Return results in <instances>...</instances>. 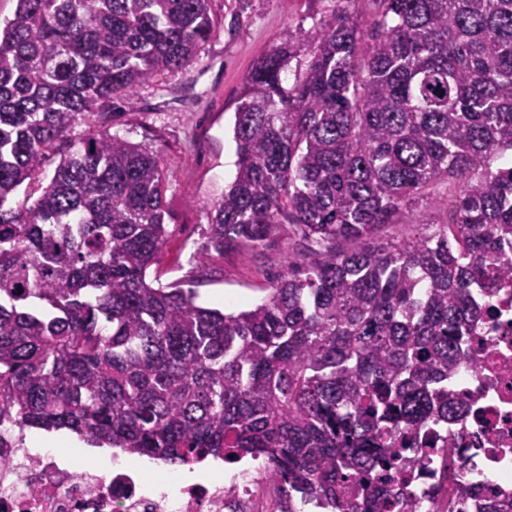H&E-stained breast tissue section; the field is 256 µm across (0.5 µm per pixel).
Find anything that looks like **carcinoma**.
Segmentation results:
<instances>
[{
  "label": "carcinoma",
  "mask_w": 512,
  "mask_h": 512,
  "mask_svg": "<svg viewBox=\"0 0 512 512\" xmlns=\"http://www.w3.org/2000/svg\"><path fill=\"white\" fill-rule=\"evenodd\" d=\"M208 2L17 0L0 22V422L171 466L249 456L290 502L415 512L395 474L464 414L448 374L512 277V0H374L369 32L335 12L257 61L202 250L298 243L233 312L147 282L168 231L145 147L89 133L10 205L78 120L193 63ZM448 179V223L375 241Z\"/></svg>",
  "instance_id": "carcinoma-1"
}]
</instances>
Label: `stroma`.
<instances>
[{
  "mask_svg": "<svg viewBox=\"0 0 512 512\" xmlns=\"http://www.w3.org/2000/svg\"><path fill=\"white\" fill-rule=\"evenodd\" d=\"M209 9L211 35L188 68L153 76L132 95L113 100L95 122L75 125L45 169L53 171L70 143L91 130L152 149L165 176L169 240L147 280L194 289L198 303L231 312L268 295L288 253L284 237L257 250L201 251L208 212L236 176L234 112L245 78L262 55L287 42H306L333 12L345 10L366 29L377 6L374 0H209ZM454 191L449 182L433 185L400 223L382 227L377 241L412 238L428 222L446 223Z\"/></svg>",
  "mask_w": 512,
  "mask_h": 512,
  "instance_id": "stroma-1",
  "label": "stroma"
}]
</instances>
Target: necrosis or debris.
<instances>
[{"label": "necrosis or debris", "mask_w": 512, "mask_h": 512, "mask_svg": "<svg viewBox=\"0 0 512 512\" xmlns=\"http://www.w3.org/2000/svg\"><path fill=\"white\" fill-rule=\"evenodd\" d=\"M486 313L463 347L476 368L457 371L448 389L462 396L465 415L437 440L418 481L431 489L462 479L512 498V278L484 298ZM76 447L59 454L27 448L19 430L0 424V512H283L267 479L250 464L228 479L182 482L172 473L146 488L140 472L104 473Z\"/></svg>", "instance_id": "obj_1"}]
</instances>
